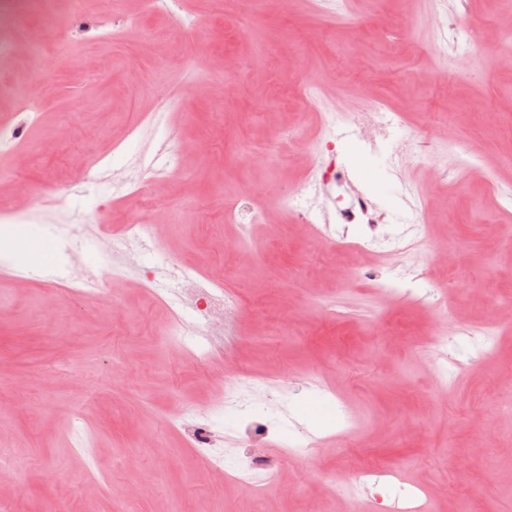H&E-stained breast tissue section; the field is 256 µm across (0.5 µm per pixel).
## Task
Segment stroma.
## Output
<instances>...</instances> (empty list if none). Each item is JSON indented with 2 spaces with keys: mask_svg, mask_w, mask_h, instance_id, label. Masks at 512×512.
<instances>
[{
  "mask_svg": "<svg viewBox=\"0 0 512 512\" xmlns=\"http://www.w3.org/2000/svg\"><path fill=\"white\" fill-rule=\"evenodd\" d=\"M179 12L190 28L144 0H85L78 15L33 0L0 27V449L13 459L0 512H366L368 464L388 471L386 512L399 484L433 512L465 497L512 512V70L499 63L512 0H383L374 13L365 0H180ZM434 12L472 34L467 67L435 54ZM116 21L120 38H105ZM55 22L66 50L46 37ZM376 97L431 162L387 167L322 121ZM340 134L339 163L387 212L378 228L298 224L279 208L318 142ZM453 135L480 144L487 178L459 172ZM57 184L72 189L65 203L47 193ZM236 204L260 221L225 222ZM149 213L158 241L140 266L108 253L113 229ZM80 223L96 300L48 281V227ZM170 260L245 295L250 346L201 370L167 343L169 313L140 269ZM411 279L438 303L375 290ZM283 375L288 388L267 394ZM231 386L244 409L221 405ZM190 407L212 411L225 456L248 443L277 462L264 496L209 472L178 425ZM483 432L488 453L470 457Z\"/></svg>",
  "mask_w": 512,
  "mask_h": 512,
  "instance_id": "35a3bbf8",
  "label": "stroma"
}]
</instances>
